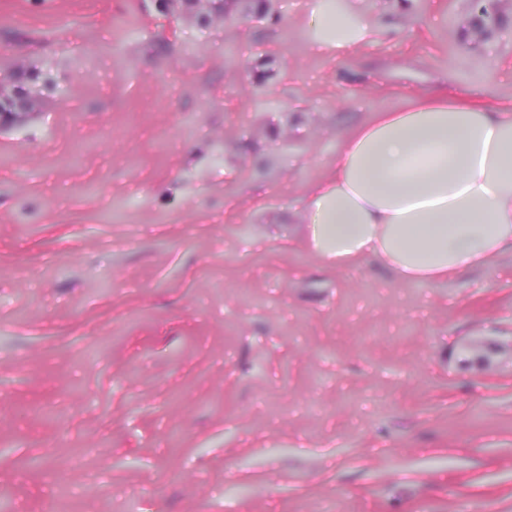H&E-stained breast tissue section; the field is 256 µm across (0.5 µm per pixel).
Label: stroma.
I'll use <instances>...</instances> for the list:
<instances>
[{"mask_svg":"<svg viewBox=\"0 0 512 512\" xmlns=\"http://www.w3.org/2000/svg\"><path fill=\"white\" fill-rule=\"evenodd\" d=\"M351 2L382 32L327 54L322 0H0V512H512V255L298 243L376 112L512 108V0ZM28 108H30V101L17 104L6 96L3 89L0 88V127L5 123L13 124L27 120L33 113L21 111H25Z\"/></svg>","mask_w":512,"mask_h":512,"instance_id":"35a3bbf8","label":"stroma"}]
</instances>
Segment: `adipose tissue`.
I'll list each match as a JSON object with an SVG mask.
<instances>
[{
  "mask_svg": "<svg viewBox=\"0 0 512 512\" xmlns=\"http://www.w3.org/2000/svg\"><path fill=\"white\" fill-rule=\"evenodd\" d=\"M305 25L332 52L367 40L376 22L324 6ZM302 239L329 264L370 258L403 282L493 269L512 254V108L486 112L439 93L376 113L309 190Z\"/></svg>",
  "mask_w": 512,
  "mask_h": 512,
  "instance_id": "ef3b65f1",
  "label": "adipose tissue"
}]
</instances>
